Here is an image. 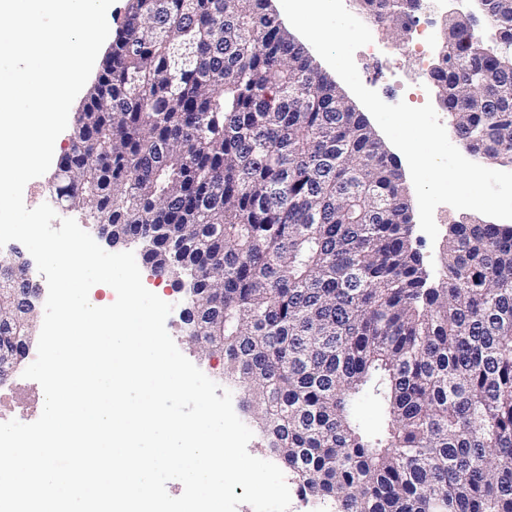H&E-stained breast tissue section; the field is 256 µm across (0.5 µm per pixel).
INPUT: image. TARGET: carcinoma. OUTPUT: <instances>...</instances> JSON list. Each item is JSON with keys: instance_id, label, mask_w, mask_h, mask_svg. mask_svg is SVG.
<instances>
[{"instance_id": "1", "label": "carcinoma", "mask_w": 512, "mask_h": 512, "mask_svg": "<svg viewBox=\"0 0 512 512\" xmlns=\"http://www.w3.org/2000/svg\"><path fill=\"white\" fill-rule=\"evenodd\" d=\"M446 20L455 138L512 163V0ZM400 40L420 0H358ZM51 198L189 279L207 357L333 512H512V225L453 224L426 287L397 157L270 0H128ZM31 289L21 253L0 290ZM369 397L384 411L369 432ZM358 420L361 426L370 431H376L383 421V412L373 400H364L358 408Z\"/></svg>"}]
</instances>
